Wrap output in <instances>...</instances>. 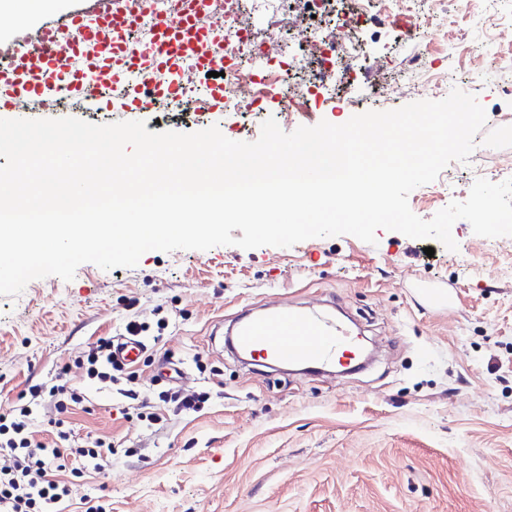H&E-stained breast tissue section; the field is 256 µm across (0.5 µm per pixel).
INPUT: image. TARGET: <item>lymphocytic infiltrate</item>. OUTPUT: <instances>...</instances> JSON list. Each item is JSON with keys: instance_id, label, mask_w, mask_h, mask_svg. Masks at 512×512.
Here are the masks:
<instances>
[{"instance_id": "lymphocytic-infiltrate-1", "label": "lymphocytic infiltrate", "mask_w": 512, "mask_h": 512, "mask_svg": "<svg viewBox=\"0 0 512 512\" xmlns=\"http://www.w3.org/2000/svg\"><path fill=\"white\" fill-rule=\"evenodd\" d=\"M111 343V337L98 338L85 358L63 367L50 384L29 386L15 404L0 411V512H59L72 494L59 472L98 471L111 459L110 441L98 438L89 447L71 448L65 429L67 415L85 401L70 378L72 369L117 387L124 398H140L135 370L112 360ZM40 429L48 433V440L37 438Z\"/></svg>"}]
</instances>
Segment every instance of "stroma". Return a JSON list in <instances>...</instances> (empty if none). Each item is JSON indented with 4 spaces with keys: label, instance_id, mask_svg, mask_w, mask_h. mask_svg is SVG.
<instances>
[{
    "label": "stroma",
    "instance_id": "1",
    "mask_svg": "<svg viewBox=\"0 0 512 512\" xmlns=\"http://www.w3.org/2000/svg\"><path fill=\"white\" fill-rule=\"evenodd\" d=\"M0 12V37L35 30L43 19L88 9L91 0H58L52 9L25 0ZM368 20L354 37L355 95H327L281 112L273 83L250 112H198L164 100L123 111L120 97L88 109L58 107L56 117L94 124L134 119L151 132L190 133L218 126L253 142L274 118L282 131L334 124L367 111L441 100L452 89L474 95L487 113L468 161L448 164L413 190L409 206L428 220L467 199L485 174L512 178V0H477L459 15L408 37L405 16ZM490 44L496 66L475 55ZM434 64L395 78L415 50ZM451 251L377 230L376 244L352 235L312 238L289 248L149 251L137 266L80 265L72 280L30 281L0 296V406L84 356L98 337L147 326L149 350L138 387L153 389L166 362L186 373L187 390L210 399L202 412L150 423L116 391L72 372L87 399L71 417L72 440L111 438L101 471L75 479L61 512H512V236L451 230ZM316 306L341 314L375 355L360 372L318 376L245 364L223 346L217 326L243 310ZM127 414H119V407Z\"/></svg>",
    "mask_w": 512,
    "mask_h": 512
}]
</instances>
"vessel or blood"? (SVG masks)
<instances>
[{"instance_id":"obj_1","label":"vessel or blood","mask_w":512,"mask_h":512,"mask_svg":"<svg viewBox=\"0 0 512 512\" xmlns=\"http://www.w3.org/2000/svg\"><path fill=\"white\" fill-rule=\"evenodd\" d=\"M93 19L72 14L71 28L85 33L86 45L104 46L106 55L97 67L95 82H88L83 70L72 68L73 48L57 30L55 21L42 23L41 40L19 34L10 44L0 43V113L19 112L35 105L40 111L54 109L49 78L62 80L74 95L92 102L103 100V87L127 79L135 70L169 69L176 62L192 60L195 70L212 71L216 65L208 53L204 26L200 21L179 15L158 18L155 35L139 55L125 48L124 22L112 12V0H97ZM57 42L56 52L39 47L40 41ZM182 81L156 84L153 88H134L124 97L127 111L139 112L148 105L151 94L178 100ZM231 347L235 355L250 357L260 364L308 365L317 369L336 365L342 359H355L358 344L341 325L321 312L287 306L264 314L243 313L237 320Z\"/></svg>"}]
</instances>
